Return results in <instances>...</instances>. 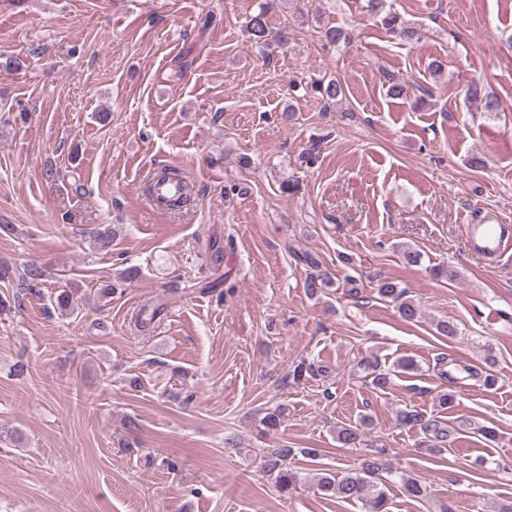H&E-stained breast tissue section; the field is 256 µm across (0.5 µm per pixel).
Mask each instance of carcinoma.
Segmentation results:
<instances>
[{
	"label": "carcinoma",
	"instance_id": "carcinoma-1",
	"mask_svg": "<svg viewBox=\"0 0 512 512\" xmlns=\"http://www.w3.org/2000/svg\"><path fill=\"white\" fill-rule=\"evenodd\" d=\"M269 3L266 0L259 3L258 10L251 14L246 21L245 30L252 41V46L259 54H267L268 48L274 41L284 40V35L274 34L267 23ZM382 25L395 34L402 42L414 44L422 39L421 27L414 22L402 18L396 11H388L381 19ZM312 87L320 94L321 98L329 104H340L347 98L344 85L337 80L323 82L321 79L312 81ZM466 96L473 100L483 101V109L486 112H495L499 107L498 99L492 94L482 93L481 86L472 82L466 89ZM162 177L175 179L183 183L182 192L173 199L162 201V206L168 210L180 211L186 207L192 197V189L184 183V177L180 172L172 169L162 171ZM139 275L136 268H128L101 285L98 291V299L103 303H109L114 297L122 293V288L127 283L135 280ZM18 280L20 290L32 293L43 285L45 270L42 266L30 263L17 270L11 266L0 264V280ZM378 293L384 298H389L398 303L401 315L407 320H413L418 315L416 305L404 298L405 291L400 289L395 282L385 281L379 285ZM54 306L60 311L74 310V296L69 288H63L53 296ZM398 419L402 424L419 425L424 432L436 440L447 437V430L440 423L433 421L425 423L422 416L414 411L403 409L398 413ZM337 441L344 447L355 448L366 442V434L363 429L348 425L337 431ZM302 454L313 460L317 457L314 448H290L286 445L280 448H266L263 452V472L275 478L281 489L300 480V472L290 467L296 454ZM316 489L325 496L336 497L346 501H360L368 509V512H389L387 510L388 496L386 490V477L383 476V467L375 454H369L361 459L359 467L353 471L339 476L329 470L316 472L313 476Z\"/></svg>",
	"mask_w": 512,
	"mask_h": 512
}]
</instances>
